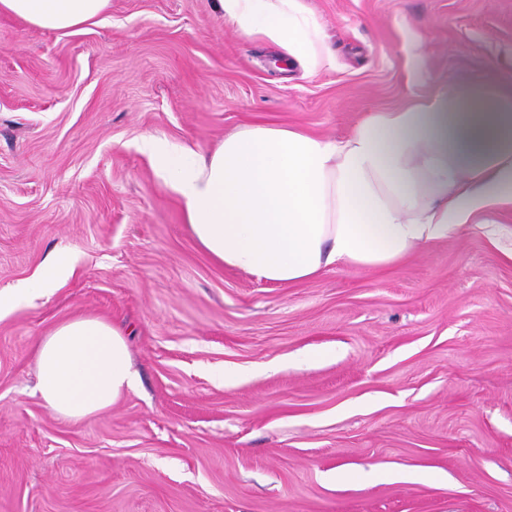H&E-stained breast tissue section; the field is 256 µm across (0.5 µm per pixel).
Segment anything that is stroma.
Segmentation results:
<instances>
[{
    "mask_svg": "<svg viewBox=\"0 0 512 512\" xmlns=\"http://www.w3.org/2000/svg\"><path fill=\"white\" fill-rule=\"evenodd\" d=\"M299 3L314 65L216 0H112L76 31L0 13V294L74 260L0 313V512H512V203L393 267L279 287L203 253L139 149L341 138L512 83V0ZM79 314L121 328L139 385L74 423L36 392L35 348ZM46 272L43 276H40L26 286V288L20 289L12 295L7 297L0 296V312L2 309L9 308L20 300H23L31 295L40 294L46 292L55 287L56 283L68 276L72 271V265L66 259H60L59 257H51L46 262Z\"/></svg>",
    "mask_w": 512,
    "mask_h": 512,
    "instance_id": "stroma-1",
    "label": "stroma"
}]
</instances>
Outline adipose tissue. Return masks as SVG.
Wrapping results in <instances>:
<instances>
[{"instance_id":"1","label":"adipose tissue","mask_w":512,"mask_h":512,"mask_svg":"<svg viewBox=\"0 0 512 512\" xmlns=\"http://www.w3.org/2000/svg\"><path fill=\"white\" fill-rule=\"evenodd\" d=\"M111 0H0V13L48 30L96 21ZM224 22L315 62L319 26L298 0H218ZM181 202L197 245L217 264L284 286L332 269L384 268L512 201V89L449 87L375 112L345 137L253 126L201 151L140 139ZM37 390L78 422L137 386L122 331L98 316L58 324L37 345Z\"/></svg>"}]
</instances>
